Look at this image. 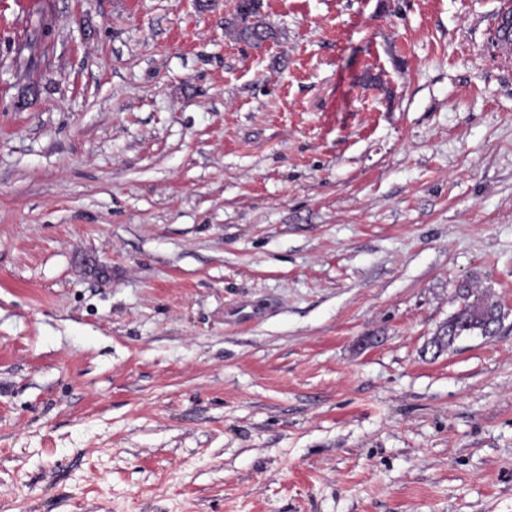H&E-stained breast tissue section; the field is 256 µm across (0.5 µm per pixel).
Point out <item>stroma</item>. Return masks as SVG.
<instances>
[{"mask_svg":"<svg viewBox=\"0 0 512 512\" xmlns=\"http://www.w3.org/2000/svg\"><path fill=\"white\" fill-rule=\"evenodd\" d=\"M235 5L0 0V512H512V0ZM259 4L253 7V10L242 12L237 7L236 21H227V28L238 39L250 42L254 46H261V42L274 35L265 23L258 18ZM470 314H471L472 321H478V320H482V321H478V322L472 323L470 325L467 323V324H464L463 326H461L460 323L457 322L454 326L455 331L452 336H448V327H446L445 329H443L442 333H440V331L438 332V335L440 333V335H442V336H436V337L441 338L442 340H444L446 342H448V339H449L452 343H454L456 340L463 337V336H461L463 333L468 332L469 326L472 329L471 333H473L476 330H479L482 335H491L493 333L492 326L497 323L496 318H495L496 309L493 305H489V307L487 309L486 320H483L486 316V310L479 303H474L472 305V307L470 308ZM444 334H446V336H443Z\"/></svg>","mask_w":512,"mask_h":512,"instance_id":"stroma-1","label":"stroma"}]
</instances>
